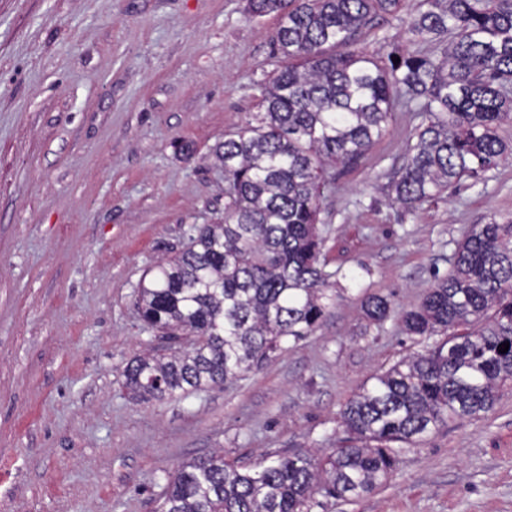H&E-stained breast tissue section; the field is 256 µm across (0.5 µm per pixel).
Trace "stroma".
I'll list each match as a JSON object with an SVG mask.
<instances>
[{"label": "stroma", "instance_id": "35a3bbf8", "mask_svg": "<svg viewBox=\"0 0 512 512\" xmlns=\"http://www.w3.org/2000/svg\"><path fill=\"white\" fill-rule=\"evenodd\" d=\"M407 11L364 30L387 55ZM277 14L247 0H0V512H154L182 464L222 450L331 454L340 411L430 339L370 323L367 293L420 303L470 225L512 218V161L413 212L387 185L415 125L389 134L322 200L335 305L262 369L186 398L137 401L121 371L155 339L134 302L145 271L224 214L211 159L282 63ZM388 481L311 512H512V390L492 411L396 447Z\"/></svg>", "mask_w": 512, "mask_h": 512}]
</instances>
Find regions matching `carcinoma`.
Masks as SVG:
<instances>
[{
	"label": "carcinoma",
	"mask_w": 512,
	"mask_h": 512,
	"mask_svg": "<svg viewBox=\"0 0 512 512\" xmlns=\"http://www.w3.org/2000/svg\"><path fill=\"white\" fill-rule=\"evenodd\" d=\"M405 2L248 0L251 15H278L282 65L258 112L214 148L224 218L194 227L140 283L138 317L162 346L121 371L133 395L222 386L322 324L338 275L318 227L329 170L383 138L397 110L419 120L390 177L401 208L442 199L512 159L500 134L512 121V0H417L413 47L385 58L353 48L362 29ZM448 262V275L399 318L406 334L442 340L353 394L341 411L348 445L322 456L299 450L257 471L217 454L193 460L171 476L157 512H309L318 494L360 498L393 472L391 444L491 411L512 388V221L470 225ZM362 307L377 323L391 313L380 294Z\"/></svg>",
	"instance_id": "1"
}]
</instances>
